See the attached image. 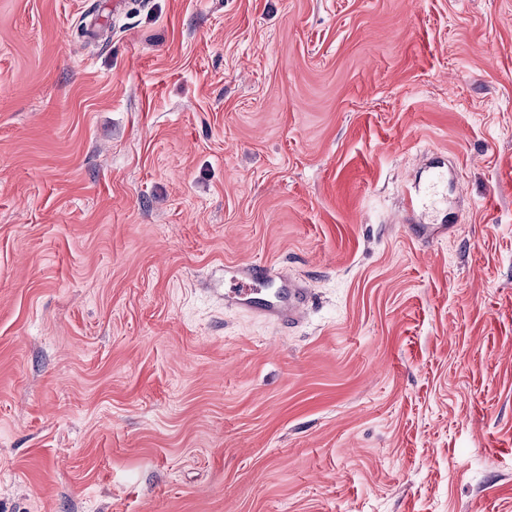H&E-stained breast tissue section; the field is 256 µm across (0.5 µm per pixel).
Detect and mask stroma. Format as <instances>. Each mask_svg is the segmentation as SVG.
Instances as JSON below:
<instances>
[{"label":"stroma","instance_id":"stroma-1","mask_svg":"<svg viewBox=\"0 0 512 512\" xmlns=\"http://www.w3.org/2000/svg\"><path fill=\"white\" fill-rule=\"evenodd\" d=\"M0 512H512V0H0ZM234 288H224V306L249 308L281 323L299 322L306 311L308 290L285 274L271 279L264 265H250L230 277ZM278 282V288H266Z\"/></svg>","mask_w":512,"mask_h":512}]
</instances>
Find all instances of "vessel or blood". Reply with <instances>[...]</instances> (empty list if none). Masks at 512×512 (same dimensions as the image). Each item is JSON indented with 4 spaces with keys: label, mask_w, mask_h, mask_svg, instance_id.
Listing matches in <instances>:
<instances>
[{
    "label": "vessel or blood",
    "mask_w": 512,
    "mask_h": 512,
    "mask_svg": "<svg viewBox=\"0 0 512 512\" xmlns=\"http://www.w3.org/2000/svg\"><path fill=\"white\" fill-rule=\"evenodd\" d=\"M233 287L224 291L228 308H249L281 323L299 322L306 311L308 291L287 275L270 280L263 265H250L233 273Z\"/></svg>",
    "instance_id": "vessel-or-blood-1"
}]
</instances>
